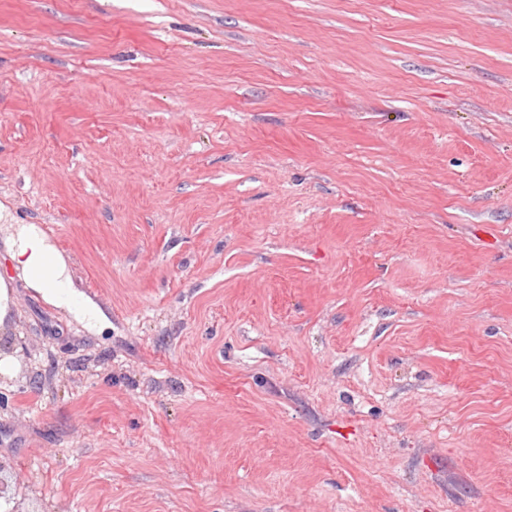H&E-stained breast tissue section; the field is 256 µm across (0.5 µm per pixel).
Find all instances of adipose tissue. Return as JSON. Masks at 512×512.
<instances>
[{"mask_svg":"<svg viewBox=\"0 0 512 512\" xmlns=\"http://www.w3.org/2000/svg\"><path fill=\"white\" fill-rule=\"evenodd\" d=\"M9 258L18 277L45 301L91 320L98 318L96 307L73 291L66 258L37 225H21Z\"/></svg>","mask_w":512,"mask_h":512,"instance_id":"ef3b65f1","label":"adipose tissue"}]
</instances>
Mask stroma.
<instances>
[{"label": "stroma", "mask_w": 512, "mask_h": 512, "mask_svg": "<svg viewBox=\"0 0 512 512\" xmlns=\"http://www.w3.org/2000/svg\"><path fill=\"white\" fill-rule=\"evenodd\" d=\"M12 512H512V0H0ZM9 258L17 276L42 298L89 320L99 316L96 307L72 290L66 258L35 224H22L10 238Z\"/></svg>", "instance_id": "stroma-1"}]
</instances>
